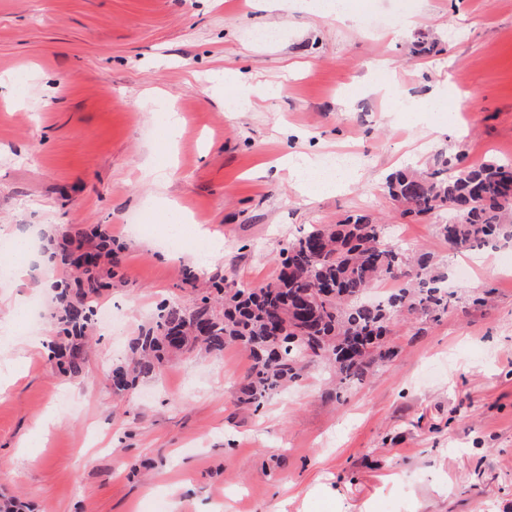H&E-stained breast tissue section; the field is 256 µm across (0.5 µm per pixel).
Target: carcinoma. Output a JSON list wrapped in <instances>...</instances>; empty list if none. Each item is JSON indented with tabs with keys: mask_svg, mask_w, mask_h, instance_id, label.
I'll use <instances>...</instances> for the list:
<instances>
[{
	"mask_svg": "<svg viewBox=\"0 0 512 512\" xmlns=\"http://www.w3.org/2000/svg\"><path fill=\"white\" fill-rule=\"evenodd\" d=\"M465 153L460 143L435 169L392 173L386 182L389 197L413 220L451 211L453 219L440 225V232L457 248L511 237L512 163L464 166ZM75 253L64 256L68 275L57 284L60 336L49 348L59 372L70 377L86 367L85 333L119 266L106 240L82 250L95 258L87 266L73 263ZM277 264V277L264 285L238 287L214 276L187 300L158 304L155 325L133 342L131 361L112 368L113 394L123 395L139 379L156 375L178 354L197 347L220 353L241 345L254 364L239 400L257 411L270 394L299 381L307 361H324L341 384L362 381L373 365L394 357L385 346L394 326L420 311L448 312L443 276L430 256L413 258L391 244L385 225L368 213L313 226L288 242ZM400 278L403 283L384 300H363L377 283Z\"/></svg>",
	"mask_w": 512,
	"mask_h": 512,
	"instance_id": "1",
	"label": "carcinoma"
}]
</instances>
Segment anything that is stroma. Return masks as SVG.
I'll use <instances>...</instances> for the list:
<instances>
[{
  "label": "stroma",
  "instance_id": "35a3bbf8",
  "mask_svg": "<svg viewBox=\"0 0 512 512\" xmlns=\"http://www.w3.org/2000/svg\"><path fill=\"white\" fill-rule=\"evenodd\" d=\"M340 23L259 0H0V241L40 253L72 228L104 224L120 275L100 304L82 375H60L35 340L54 336L55 281L31 264L0 278V500L29 512H512V242L464 250L443 238L447 211L400 217L388 174L465 144L466 164L512 162V0H346ZM274 29L272 41L257 31ZM439 52L415 53L420 36ZM280 84L225 111L215 75ZM453 96L427 111L435 86ZM181 113L175 142L159 117ZM351 150L358 166L307 196L277 170L303 154ZM152 161L165 190L145 178ZM165 193L221 244L215 273L268 283L286 244L314 224L368 211L389 240L428 253L451 293L447 316L415 315L396 355L337 394L322 362L239 404L248 351L192 353L122 396L105 374L154 323L160 299H186L204 273L191 246L171 251L149 214ZM492 258L495 275L476 262ZM473 266L487 295L459 279ZM39 297L37 319L9 302Z\"/></svg>",
  "mask_w": 512,
  "mask_h": 512
}]
</instances>
